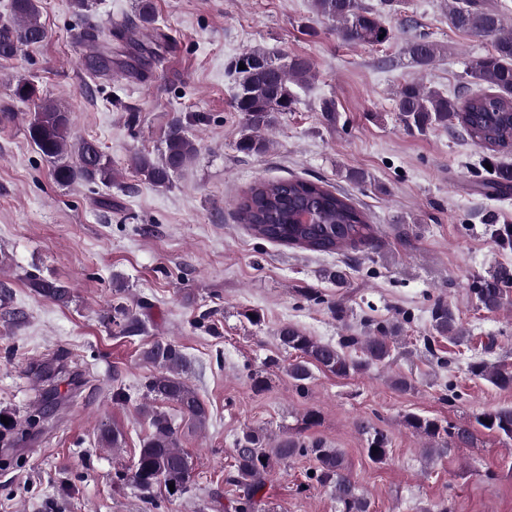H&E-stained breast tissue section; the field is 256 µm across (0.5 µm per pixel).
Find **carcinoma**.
Segmentation results:
<instances>
[{
	"label": "carcinoma",
	"instance_id": "obj_1",
	"mask_svg": "<svg viewBox=\"0 0 512 512\" xmlns=\"http://www.w3.org/2000/svg\"><path fill=\"white\" fill-rule=\"evenodd\" d=\"M397 0H379L368 5L363 0H314L317 14L336 22L337 37L352 45H382L390 42L393 30L385 24L386 12L397 11ZM450 24L474 37L492 39V51L476 60L467 76L473 84L487 91L474 93L466 85L449 96L424 82V74L444 55V48L424 36L407 42L404 55L418 69L405 81L395 96V108L409 130L425 132L434 127H459L471 142L489 150L512 148V26L505 25L496 10L485 8L476 0H449ZM138 21L151 28L156 18L152 0H138ZM46 37L38 0H11L10 22L0 27V57L9 58L19 47L38 44ZM81 42L90 46L85 57L86 69L97 79L112 78V29L87 24L79 32ZM245 68L238 69L239 64ZM235 75V110L244 116V130L237 148L244 154H261L270 147L268 133L275 123V113L294 111L298 100L293 87L307 82L314 65L306 57L267 50L250 49L232 64ZM26 132L29 140L52 166L51 175L59 185L77 181L112 184V161L91 139L71 138V114L55 105L41 103L31 114ZM161 157L145 153L130 157V166L155 188H168L173 176L185 168L196 153L195 141L178 128L165 137ZM238 212L252 234L268 242L322 253H335L368 245L373 239L371 226L362 211L350 199L333 191L321 181L300 178L260 180L249 186L237 202ZM31 287L43 297L66 303L69 290L51 280L34 278ZM483 309L498 312L512 305V266L501 264L479 281L474 289ZM434 332L456 345L470 342L460 318L448 302L438 298L430 311ZM112 323L123 333L141 331V324L130 309L117 305ZM281 344L296 353L288 365L290 376L305 381L311 368H322L338 376L364 370L392 355L395 337L382 330L377 336H344L339 345L323 343L302 329L287 324L279 330ZM359 349L355 359L347 349ZM142 358L159 367L160 372L145 385L147 397L170 401L182 415L201 429L209 418L208 410L184 376L186 358L179 346L158 340L142 352ZM472 374L491 385L512 389V368L476 359L469 364ZM152 433L144 441L128 468L126 479L143 492L168 484L181 492L190 482L192 465L179 448L178 436L170 419L150 412ZM477 423L484 429L512 440V406H501L482 413ZM405 424L416 435L428 440L424 449L432 459L454 447L473 444L474 433L465 425L443 426L437 420L418 414L405 417ZM388 441L380 431L368 439L366 453L375 463L389 456ZM296 456H310L316 462L314 477L331 491L338 512H370V501L360 491L358 482L337 448L319 442L307 446L291 436H284L266 447L261 436L245 432L236 440L232 463L225 484L235 488L233 512H259V494L272 469V460L286 462Z\"/></svg>",
	"mask_w": 512,
	"mask_h": 512
}]
</instances>
